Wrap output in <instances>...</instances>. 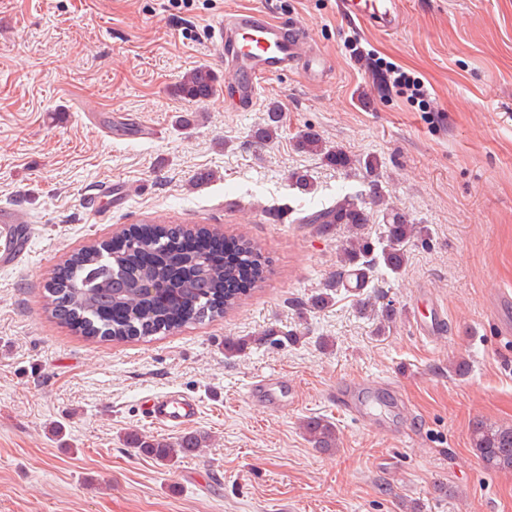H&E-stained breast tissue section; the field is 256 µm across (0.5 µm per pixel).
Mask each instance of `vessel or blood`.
Here are the masks:
<instances>
[{
	"mask_svg": "<svg viewBox=\"0 0 512 512\" xmlns=\"http://www.w3.org/2000/svg\"><path fill=\"white\" fill-rule=\"evenodd\" d=\"M342 10L351 20L365 26L392 31L397 26L395 0H342ZM210 43L233 77L241 107H252L261 79L301 70L305 78L317 82L324 75V64L313 52L304 33L274 21L260 10H238L216 19L210 26ZM31 238V226L18 210L0 209V268L14 266L24 254ZM373 379L356 381L336 393V402L355 419L363 413L356 400L362 391L378 388ZM251 402L279 412L287 411L288 401L281 395L279 377L262 376L248 388ZM143 415L152 424L186 429L195 421L194 399L168 393L153 395Z\"/></svg>",
	"mask_w": 512,
	"mask_h": 512,
	"instance_id": "b4317fda",
	"label": "vessel or blood"
}]
</instances>
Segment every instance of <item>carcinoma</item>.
Here are the masks:
<instances>
[{"mask_svg":"<svg viewBox=\"0 0 512 512\" xmlns=\"http://www.w3.org/2000/svg\"><path fill=\"white\" fill-rule=\"evenodd\" d=\"M177 92L188 100L208 99L216 93V77L209 68L197 67L183 77ZM279 123L280 112L274 107L255 137L272 139ZM297 147L323 151L320 137L310 132L298 136ZM369 220L363 195L344 190L336 193L331 205L300 218L302 224H342L346 228L344 239L337 245L339 260L330 291L313 296L305 308L325 307L333 290L361 293L371 287L375 273L382 268L399 275L406 262L405 245L424 236V227L392 206L382 210V228L374 239L363 233ZM185 235L224 239L232 242V247L224 250L222 258L206 248L185 250L177 243V237ZM262 279L261 250L250 242L205 228L145 224L133 227L119 248L92 245L73 254L51 283L49 293L52 314L60 322L87 337L124 341L171 333L221 316L247 295L243 282L255 287ZM360 312H379L385 323L394 316L392 304L378 311L366 299L360 300ZM303 429L313 447L330 451L337 446L332 422L311 417ZM473 441L485 470H512V427L478 423ZM133 443L157 460L170 461L194 452L201 439L188 434L171 444L135 435Z\"/></svg>","mask_w":512,"mask_h":512,"instance_id":"carcinoma-1","label":"carcinoma"}]
</instances>
